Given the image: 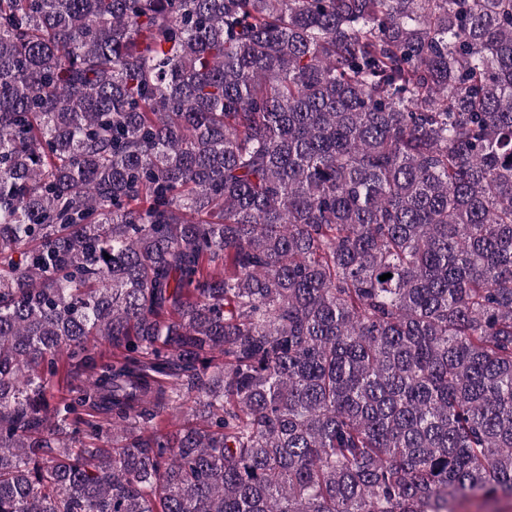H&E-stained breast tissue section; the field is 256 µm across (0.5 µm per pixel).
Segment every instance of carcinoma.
<instances>
[{
	"instance_id": "cac0c4a2",
	"label": "carcinoma",
	"mask_w": 512,
	"mask_h": 512,
	"mask_svg": "<svg viewBox=\"0 0 512 512\" xmlns=\"http://www.w3.org/2000/svg\"><path fill=\"white\" fill-rule=\"evenodd\" d=\"M500 494L512 0H0V512Z\"/></svg>"
}]
</instances>
